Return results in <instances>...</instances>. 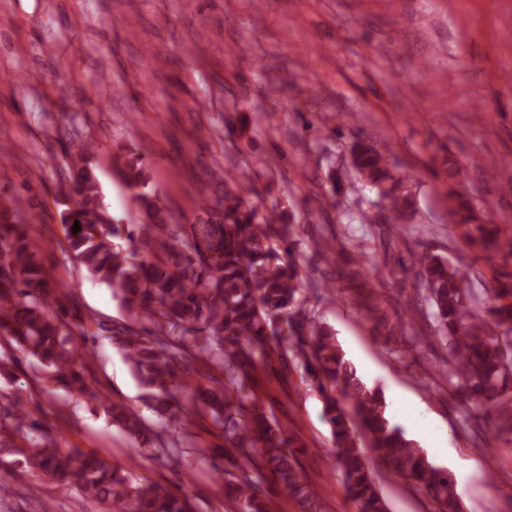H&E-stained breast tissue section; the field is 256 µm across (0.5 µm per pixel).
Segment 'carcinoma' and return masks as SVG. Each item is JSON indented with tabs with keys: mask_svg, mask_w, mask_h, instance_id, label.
Instances as JSON below:
<instances>
[{
	"mask_svg": "<svg viewBox=\"0 0 512 512\" xmlns=\"http://www.w3.org/2000/svg\"><path fill=\"white\" fill-rule=\"evenodd\" d=\"M96 151L86 144L71 155L68 204L60 214L66 240L61 248L93 280L112 289L133 322L108 326L86 316L45 268L28 225L9 221L5 207L0 210V336L11 344L0 350L1 377H9L14 351L36 358L71 397L97 400L112 425L146 450L160 432L132 407L89 387V343L107 340L127 359L143 390L141 400L156 413L162 429L168 422L187 424L201 413L224 428L228 446L207 459L215 468L219 457L242 462L228 483L240 512H268L256 494L266 472L299 512H318L317 492L291 450L299 437L286 434L255 392L257 370L278 350L303 368L304 379L321 395L336 461L360 512H387V506L358 444L357 424L398 475L425 490L436 512H463L452 475L429 462L413 440L391 425L385 397L361 381L330 327L307 307L304 288L328 291L333 285L304 282L295 257L297 241L291 238V225L281 223L276 204H253L243 195L230 198L218 225L219 248L205 252L193 244L177 254L171 240L180 238L181 228L169 223L163 208L142 191L149 182L144 161L133 157L125 170L142 223L117 224L87 163ZM352 166L357 181L389 199L396 218L405 216L410 197L398 192L401 179L392 173L388 155L358 141L352 146ZM448 214L455 224L473 226L470 244L489 242L512 252L508 233L488 228L482 215L453 192L448 193ZM411 265L418 267L436 332L448 346L442 369L448 384L482 410L511 402L512 347L505 346V338L512 335V289H494L485 312L475 313L466 305L469 268L429 253L412 258ZM378 320L393 344L390 352L404 353L401 343L409 340L412 320L391 325L383 314ZM195 335L205 336V344L189 346ZM198 360L218 367L221 376L181 401L172 392L175 379L186 364ZM17 434L27 436L28 447L9 443ZM0 451L60 486L115 505L117 512H189L186 499L160 484L143 483L96 453L57 447L50 435L38 433L20 400L8 393L0 394Z\"/></svg>",
	"mask_w": 512,
	"mask_h": 512,
	"instance_id": "cac0c4a2",
	"label": "carcinoma"
}]
</instances>
